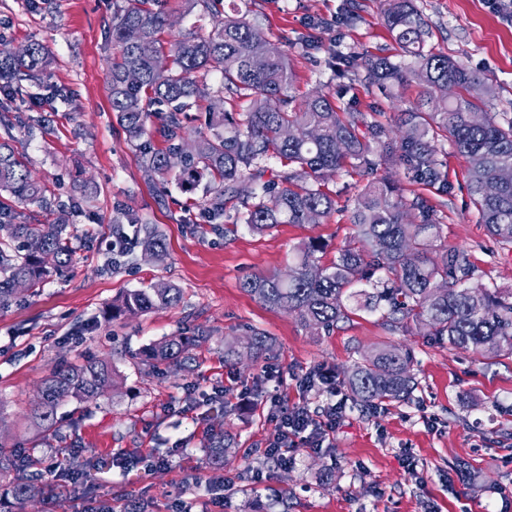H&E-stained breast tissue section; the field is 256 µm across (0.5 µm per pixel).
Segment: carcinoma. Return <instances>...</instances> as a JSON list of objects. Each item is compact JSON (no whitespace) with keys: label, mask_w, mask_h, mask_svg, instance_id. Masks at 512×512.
Masks as SVG:
<instances>
[{"label":"carcinoma","mask_w":512,"mask_h":512,"mask_svg":"<svg viewBox=\"0 0 512 512\" xmlns=\"http://www.w3.org/2000/svg\"><path fill=\"white\" fill-rule=\"evenodd\" d=\"M384 2L383 24L404 60L355 52L337 60L363 70L368 83L383 89L419 86L416 101L398 112L396 136L343 101L341 92L296 101L288 43L269 39L249 11L229 14L220 9L222 0H185L188 10L211 15L214 25L206 34L189 32L168 42L162 37L168 16L158 9L159 0H124L112 18V111L144 172L163 183L174 180L186 191L204 185L213 218L230 206L233 223L261 234L278 224L321 223L335 211V201L322 188L325 173L350 168L372 173L389 159L408 182L444 196L453 189L440 159L441 144L448 143L467 162L466 187L479 222L499 243L512 245V179H499L512 168V117L480 111L470 98L480 78L434 50L414 0ZM165 56L169 67L159 71L156 60ZM45 65L44 46L32 42L19 56H0V83L24 78L36 84ZM209 74L219 76V86L205 127L195 139L176 144L181 115L205 95L199 77ZM154 105L166 107L164 149L151 141ZM273 160L281 169L268 179ZM244 182L251 184L245 194ZM0 191L8 195L0 201V308H5L18 295L19 282L34 291L69 266L73 234L60 217L48 224L16 222L13 204L46 210L50 203L47 189L31 178L8 141H0ZM125 218L144 253L162 260L166 244L155 228L128 213ZM349 223L355 227L353 243L340 250L332 266L318 268L316 253L323 245L312 240L298 248L288 279L254 274L243 279V290L268 308L296 314L313 335L348 318L346 300L361 296L360 308L380 313L391 331L414 323L485 358L512 356V294L466 287L473 267L462 251L447 249L433 257L439 224L426 197L406 196L386 179L371 181ZM378 271L384 276L373 292L357 289ZM180 298V289L168 284L129 290L112 305V317L168 308ZM204 339L171 336L144 356L152 364L178 366ZM273 351V340L256 331L240 350L225 343L224 361L243 352L265 360ZM411 362L397 349L378 347L347 372L345 385L363 406L404 401L417 388ZM114 384L115 371L105 361L56 367L41 384L33 418L50 426L62 401L95 398ZM209 453L216 464L225 460L224 434H213Z\"/></svg>","instance_id":"carcinoma-1"}]
</instances>
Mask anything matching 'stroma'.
I'll return each mask as SVG.
<instances>
[{
    "instance_id": "stroma-1",
    "label": "stroma",
    "mask_w": 512,
    "mask_h": 512,
    "mask_svg": "<svg viewBox=\"0 0 512 512\" xmlns=\"http://www.w3.org/2000/svg\"><path fill=\"white\" fill-rule=\"evenodd\" d=\"M123 0H0V49L43 44L50 59L40 85L0 91L32 178L54 195L77 236L64 273L0 309V447L42 475V491L22 502L13 477L0 478V512H512V357L487 360L429 336L422 326L390 331L380 313L349 303V317L310 335L295 314L267 308L241 287L251 274L285 275L297 247L321 240L330 266L353 234L347 210L368 182L362 172L328 176L338 208L321 224H280L256 234L212 218L176 185L147 179L112 110L108 71L112 16ZM435 47L480 74L494 91L491 112L512 113V20L487 0H415ZM271 40L287 39L296 96L327 82L347 85L359 110L394 126L396 102L364 80L335 76L337 50L392 55L381 0H355L354 25L315 28L339 17L344 0H248ZM452 194L431 202L442 249L464 251L474 287L512 290V246L493 238L463 187L466 161L448 152ZM119 212L155 224L164 260L135 242L112 246ZM170 283L178 305L109 319L122 291ZM205 331L183 366L152 367L142 351L163 338ZM258 331L275 343L271 361L228 363L224 343ZM411 352L418 387L404 403L367 409L346 402L322 447H299L289 464L264 450L280 432L268 398L306 399L322 411L330 396H299L294 375L319 367L340 375L373 348ZM97 358L115 386L67 400L51 427L30 412L57 363ZM279 381L264 379L267 367ZM230 442L224 464L207 447L212 428Z\"/></svg>"
}]
</instances>
